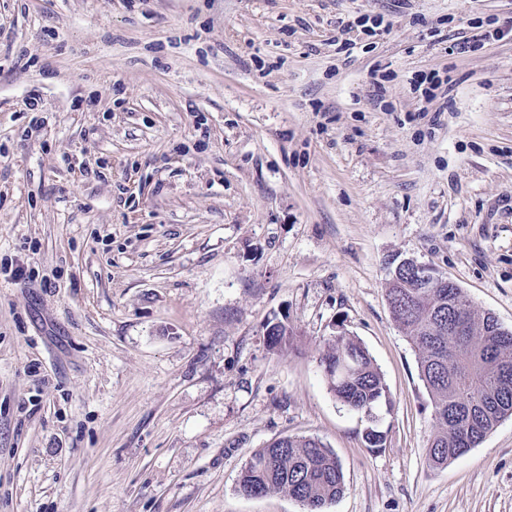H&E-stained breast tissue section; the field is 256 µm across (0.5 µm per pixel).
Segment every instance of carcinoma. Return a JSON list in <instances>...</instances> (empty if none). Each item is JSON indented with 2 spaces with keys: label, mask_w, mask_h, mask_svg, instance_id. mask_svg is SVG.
Instances as JSON below:
<instances>
[{
  "label": "carcinoma",
  "mask_w": 512,
  "mask_h": 512,
  "mask_svg": "<svg viewBox=\"0 0 512 512\" xmlns=\"http://www.w3.org/2000/svg\"><path fill=\"white\" fill-rule=\"evenodd\" d=\"M386 296L394 322L416 352L430 398L429 465L445 466L512 415V330L490 313L476 314L462 289L439 282L429 286L408 267L398 280H388ZM271 331L270 347L283 351L294 345L290 324L281 321ZM319 366L330 392L367 417V446L384 447L381 412L391 409V400L366 348L339 330L321 349ZM238 488L254 497L283 492L303 512H327L343 494L345 481L336 455L320 440L284 436L252 453Z\"/></svg>",
  "instance_id": "carcinoma-1"
}]
</instances>
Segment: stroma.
Segmentation results:
<instances>
[{"instance_id":"35a3bbf8","label":"stroma","mask_w":512,"mask_h":512,"mask_svg":"<svg viewBox=\"0 0 512 512\" xmlns=\"http://www.w3.org/2000/svg\"><path fill=\"white\" fill-rule=\"evenodd\" d=\"M487 18L512 0H0V266L34 272L0 279V512H302L237 489L285 435L340 461L328 512H512V417L430 467L386 301L411 258L512 329V37L457 48ZM341 328L379 451L319 367ZM319 366L327 386L350 409L371 423L363 439L369 448H383L386 434L380 428L381 412L391 400L382 375L366 348L354 336L339 330L320 351Z\"/></svg>"}]
</instances>
